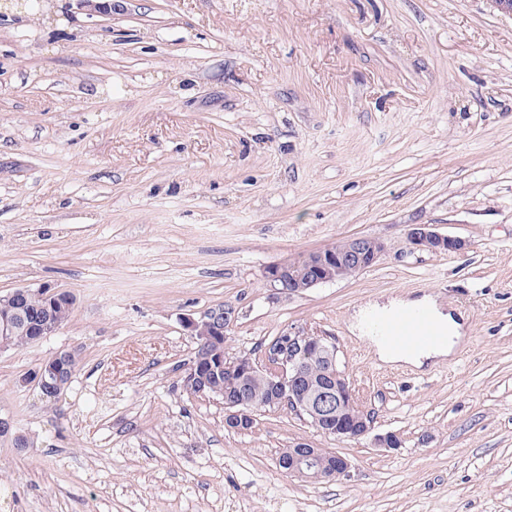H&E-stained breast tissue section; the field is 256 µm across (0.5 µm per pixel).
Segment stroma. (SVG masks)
I'll return each mask as SVG.
<instances>
[{"label": "stroma", "instance_id": "1", "mask_svg": "<svg viewBox=\"0 0 512 512\" xmlns=\"http://www.w3.org/2000/svg\"><path fill=\"white\" fill-rule=\"evenodd\" d=\"M0 20V295L75 298L51 336L0 354V512H512V16L490 0H112ZM412 224L465 240L411 250ZM370 236L356 276L271 299L267 265ZM432 296L454 353L381 362L359 307ZM233 306L230 353L303 326L332 336L377 432L295 415L224 425L181 386L183 325ZM79 365L45 402L33 374ZM306 440L343 481L280 472Z\"/></svg>", "mask_w": 512, "mask_h": 512}]
</instances>
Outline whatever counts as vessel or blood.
Here are the masks:
<instances>
[{
  "mask_svg": "<svg viewBox=\"0 0 512 512\" xmlns=\"http://www.w3.org/2000/svg\"><path fill=\"white\" fill-rule=\"evenodd\" d=\"M371 332L404 351L411 352L434 345L440 332L429 309H405L391 316H375L368 323Z\"/></svg>",
  "mask_w": 512,
  "mask_h": 512,
  "instance_id": "b4317fda",
  "label": "vessel or blood"
}]
</instances>
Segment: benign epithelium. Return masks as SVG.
Here are the masks:
<instances>
[{"label":"benign epithelium","instance_id":"7a95c632","mask_svg":"<svg viewBox=\"0 0 512 512\" xmlns=\"http://www.w3.org/2000/svg\"><path fill=\"white\" fill-rule=\"evenodd\" d=\"M90 15H112V0H76ZM407 241L414 250L435 253L457 252L466 249L460 238L443 235L430 224H413L407 232ZM385 250L382 241L367 236L350 237L336 248H322L297 255L269 265L263 274L265 287L274 299L302 293L319 285L335 282L350 273H360L373 266ZM31 295L46 300L47 316L33 329L35 341L52 335L60 328L52 309L60 304L69 308L75 299L69 292L53 291L48 287L16 289L9 298L19 302ZM235 321V310L218 306L206 310L199 317H186L184 327L192 337L227 336ZM288 350L263 356L257 360L249 353H224L216 359V366L224 373L245 379L259 371L269 375V400L256 404L244 394L224 397L225 425L231 430H247L254 426L257 416L284 402L292 404L296 415L316 432L336 441L372 437L377 448L397 450L401 445L394 432H375L374 423L366 422L368 412L359 403L348 376L338 360V348L327 337L303 327L285 331ZM64 364L57 359L38 370L37 385L59 397L68 383L63 381ZM317 373L323 380L315 391L305 387L307 375ZM356 411L354 420L347 422L338 415L340 407ZM316 468L331 481L350 476L347 458L329 448H317L309 441L295 442L288 448V457L280 461V471L289 477L302 478Z\"/></svg>","mask_w":512,"mask_h":512}]
</instances>
